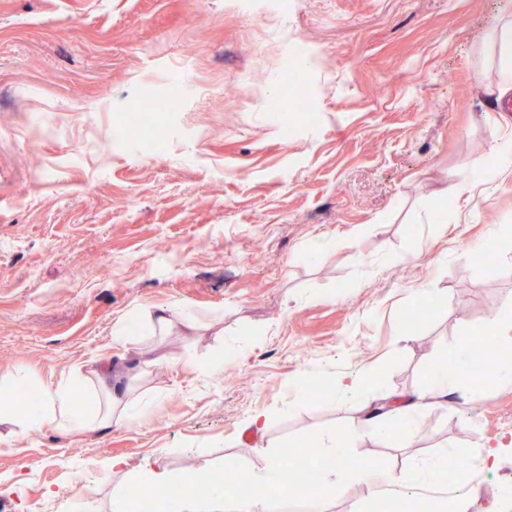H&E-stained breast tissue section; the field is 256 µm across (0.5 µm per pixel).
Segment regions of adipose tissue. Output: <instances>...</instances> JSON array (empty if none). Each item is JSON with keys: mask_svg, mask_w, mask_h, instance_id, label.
<instances>
[{"mask_svg": "<svg viewBox=\"0 0 512 512\" xmlns=\"http://www.w3.org/2000/svg\"><path fill=\"white\" fill-rule=\"evenodd\" d=\"M480 55H493L497 78L488 94L499 101L512 96V17H504L490 26L478 48ZM457 368L448 371L438 368L433 375L432 392L411 394L391 403L386 410L371 415L367 422L373 436L380 441L390 440L389 422L396 415L411 416L429 403L431 395L447 396L451 391L469 390L475 380L474 370L466 357L465 346L457 348ZM84 392H75L74 381H62L39 386L40 406L36 412L7 409L5 417L19 433L31 434L49 427L62 433L84 434L97 432L112 422H125L138 416L143 407L135 400L120 394L112 387V366L105 363L86 378ZM314 455L325 460L326 467L320 481L311 485L285 487L291 497L303 499L308 512H327L328 500L351 480L359 479L399 503H408L411 512H430L432 499L424 494V487L434 484L439 469L437 462L424 463L410 476H399L365 460L358 469L344 468L343 458L353 437L342 429L315 434ZM277 471L273 463H266L263 471L242 473L240 480L224 492L198 494L191 474L181 475L183 496L178 512H266L270 491L276 485ZM171 473L163 468L148 467L139 472L135 484H119L112 489V512H131L133 488L153 494L169 485Z\"/></svg>", "mask_w": 512, "mask_h": 512, "instance_id": "obj_1", "label": "adipose tissue"}]
</instances>
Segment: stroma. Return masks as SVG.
<instances>
[{
	"instance_id": "1",
	"label": "stroma",
	"mask_w": 512,
	"mask_h": 512,
	"mask_svg": "<svg viewBox=\"0 0 512 512\" xmlns=\"http://www.w3.org/2000/svg\"><path fill=\"white\" fill-rule=\"evenodd\" d=\"M505 5L0 0V405L102 357L154 403L87 435L1 421L0 512H105L113 461L259 471L340 426L348 456L401 475L470 449L467 512L512 507V384L450 395L387 442L366 426L512 312V177L460 210L446 194L497 157L496 70L475 49ZM136 102L155 137L127 125ZM160 306L196 329L151 333ZM380 370L343 401L292 385ZM14 372L25 388L4 387ZM392 506L354 480L328 512Z\"/></svg>"
}]
</instances>
